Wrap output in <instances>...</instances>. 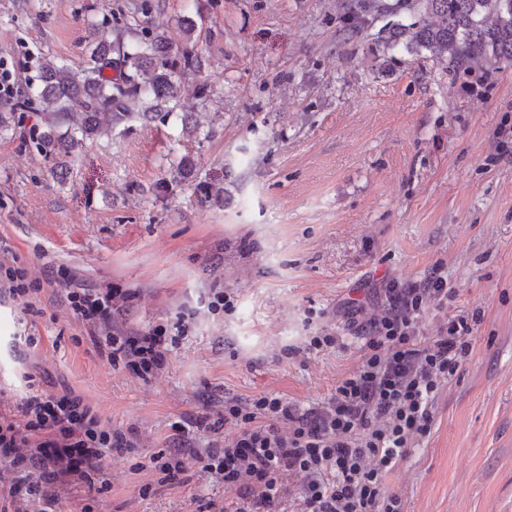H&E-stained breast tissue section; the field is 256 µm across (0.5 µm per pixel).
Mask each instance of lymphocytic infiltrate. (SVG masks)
Listing matches in <instances>:
<instances>
[{"label":"lymphocytic infiltrate","mask_w":512,"mask_h":512,"mask_svg":"<svg viewBox=\"0 0 512 512\" xmlns=\"http://www.w3.org/2000/svg\"><path fill=\"white\" fill-rule=\"evenodd\" d=\"M51 279L89 327L98 354L139 376L163 369L185 332L179 321L145 332L121 329L123 289L79 283L63 267ZM451 294L438 265L421 282L385 288L376 314L357 327L367 353L323 407L303 410L264 393L225 401L214 414L180 416L165 448L150 457L160 483L177 482L189 454L224 486L223 504L207 502L206 512H402L386 479L429 433L436 395L472 350L463 316L428 342L418 340L427 307ZM214 420L231 435L196 449L198 431ZM137 445L134 430L104 423L73 389L45 392L32 384L16 407L0 411V483L21 497L16 512H56L70 486L109 488L106 458Z\"/></svg>","instance_id":"obj_1"}]
</instances>
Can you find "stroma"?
<instances>
[{
    "label": "stroma",
    "instance_id": "stroma-1",
    "mask_svg": "<svg viewBox=\"0 0 512 512\" xmlns=\"http://www.w3.org/2000/svg\"><path fill=\"white\" fill-rule=\"evenodd\" d=\"M136 0H0V63L20 91L43 58L81 68L89 22ZM337 0H156L150 28L198 50L179 119L131 122L65 158L32 144L38 112L0 104V261L45 286L32 313L0 300V403L66 383L139 445L112 454V487H75L60 512H198L223 500L199 464L158 485L150 456L179 415L275 393L309 409L357 368L365 340L350 300L372 311L386 283L442 266L455 297L429 306L422 338L477 315L470 356L435 400L429 434L386 480L403 512H512V69L470 86L431 60L381 53L380 21L350 40ZM207 84L200 97L199 84ZM189 155L166 181L169 151ZM131 289L125 328L193 314L166 367L145 381L98 355L48 278ZM233 298L214 314L211 292ZM329 332L340 342L307 350ZM32 335L34 344L19 340ZM149 495H141L144 485Z\"/></svg>",
    "mask_w": 512,
    "mask_h": 512
}]
</instances>
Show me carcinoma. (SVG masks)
I'll return each mask as SVG.
<instances>
[{
	"label": "carcinoma",
	"mask_w": 512,
	"mask_h": 512,
	"mask_svg": "<svg viewBox=\"0 0 512 512\" xmlns=\"http://www.w3.org/2000/svg\"><path fill=\"white\" fill-rule=\"evenodd\" d=\"M152 8L151 0H141L108 35L91 26L90 55L78 73L63 62L42 61L22 101L43 116L38 150L62 159L106 129L173 113L182 78L199 61L193 50H175L165 33L143 25L140 16ZM379 11L378 0L345 5L342 39L357 36ZM408 11L409 19L390 20L378 31L383 51L428 52L454 83L467 82L478 69L488 79L512 68V0H411ZM166 163L182 178L188 156L170 153Z\"/></svg>",
	"instance_id": "1"
}]
</instances>
